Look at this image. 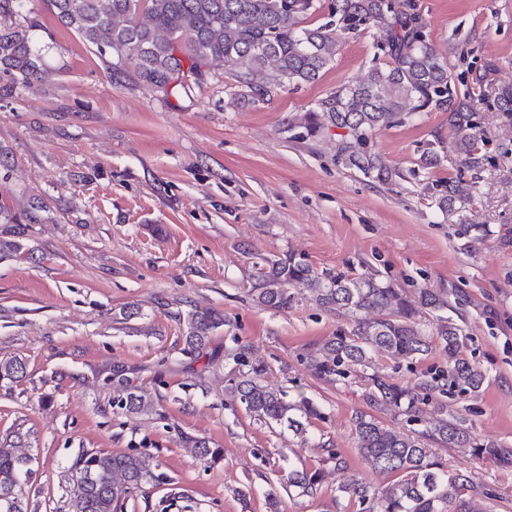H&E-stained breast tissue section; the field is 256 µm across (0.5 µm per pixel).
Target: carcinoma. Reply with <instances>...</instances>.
<instances>
[{
	"instance_id": "obj_1",
	"label": "carcinoma",
	"mask_w": 512,
	"mask_h": 512,
	"mask_svg": "<svg viewBox=\"0 0 512 512\" xmlns=\"http://www.w3.org/2000/svg\"><path fill=\"white\" fill-rule=\"evenodd\" d=\"M28 0H0V94L42 84L55 69L43 59L33 40L38 15ZM57 22L76 32L96 48L109 79L123 85L131 79L178 96L200 86L227 69L236 85L231 93L247 103L266 100L284 85L316 81L335 61L343 40L372 31V67L365 79L345 81L315 108L294 116L288 130L299 140H319L333 129V160L356 169L378 183L403 180L406 174H425L448 160L446 140L454 148L457 174L424 184L443 218L456 225L472 251L488 236L473 220L482 174L492 165L489 140L480 109L487 104L503 125L512 128V86L498 89L490 99L484 85L497 70L464 47L471 58L462 70L448 65L433 45L419 0H43ZM325 13V22L308 27L305 21ZM424 112L448 113V136L435 132L419 146L416 167L404 172L389 165L375 150L374 138L385 128L410 123ZM31 254L25 227L17 216L0 209V259H24ZM256 302L266 309L292 306L293 288L306 290L322 307L348 316L350 332H340L302 360L316 376L339 381L349 370L362 369L371 392L372 412L358 411L352 418L356 448L373 469L391 478L381 487L363 479L338 487L356 512H475L466 497L469 480L450 474L435 459L427 441L448 448H469L478 459L512 465V448L493 440H480L459 418L445 414L425 420V429L411 434L386 427L377 412L402 414L421 420L423 407L446 397L480 391L487 374L462 353L463 327L441 312L456 306L429 288L409 300L402 289L371 274L348 275L317 270L301 254L263 258L255 263ZM215 310L187 313L183 352L195 358L205 354L212 333L225 325ZM235 367L229 394L250 416L266 423L288 424L305 437L308 419L318 415L307 401L298 404L265 381V368L247 345L231 337ZM445 361L440 368L420 373L411 385L372 369V356L384 354L408 364L419 363L433 352ZM26 377L23 359L0 358V383L14 384ZM118 392L113 403L123 414L148 415L154 409L150 392L135 383L132 370L112 363L107 376ZM187 447L204 463H214L221 451L204 438H189ZM27 435L16 432L0 444V512H28L20 478L31 473ZM166 476L155 472L140 453L86 452L67 470L68 512H125L127 502L146 488L158 486ZM288 488L314 497L319 474L304 468L288 471Z\"/></svg>"
}]
</instances>
